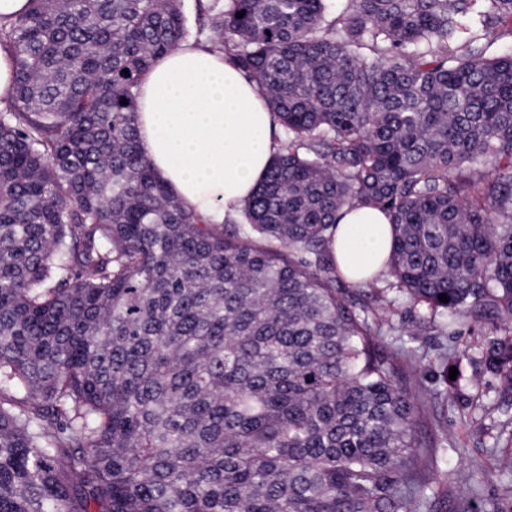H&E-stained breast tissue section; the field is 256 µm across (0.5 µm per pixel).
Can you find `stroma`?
<instances>
[{
	"mask_svg": "<svg viewBox=\"0 0 512 512\" xmlns=\"http://www.w3.org/2000/svg\"><path fill=\"white\" fill-rule=\"evenodd\" d=\"M356 298L369 300L382 294L389 300L386 311L389 321L396 327L394 344L388 352H395L398 343L421 347L430 355L443 350L473 352L479 342L472 332L470 322L458 325V335L446 338L438 333L439 318L430 310L413 306L398 292L387 289L385 281L350 290ZM463 377L458 386L445 388L438 377L436 364L424 369L422 381L425 394L419 428L423 434L441 437L449 434L454 444L440 453L438 472L433 491L437 500L435 512H457L461 501L472 498L496 503L500 512H512V492H505V485H512V447L496 446V426L503 418L498 402L499 379L486 372L482 364L463 362ZM478 397L479 405L462 413L467 397ZM479 462L483 470L498 474L499 482H481L472 473L470 465Z\"/></svg>",
	"mask_w": 512,
	"mask_h": 512,
	"instance_id": "obj_1",
	"label": "stroma"
}]
</instances>
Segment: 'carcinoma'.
<instances>
[{
    "label": "carcinoma",
    "instance_id": "cac0c4a2",
    "mask_svg": "<svg viewBox=\"0 0 512 512\" xmlns=\"http://www.w3.org/2000/svg\"><path fill=\"white\" fill-rule=\"evenodd\" d=\"M32 2L0 26V512H433L423 356L379 354L331 243L343 207L388 213V288L491 325L512 391V0H224L211 47L282 127L242 224L139 144L180 0ZM13 96V59L8 49L0 47V109Z\"/></svg>",
    "mask_w": 512,
    "mask_h": 512
}]
</instances>
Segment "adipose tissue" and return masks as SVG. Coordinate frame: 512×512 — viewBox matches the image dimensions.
Wrapping results in <instances>:
<instances>
[{
	"instance_id": "obj_1",
	"label": "adipose tissue",
	"mask_w": 512,
	"mask_h": 512,
	"mask_svg": "<svg viewBox=\"0 0 512 512\" xmlns=\"http://www.w3.org/2000/svg\"><path fill=\"white\" fill-rule=\"evenodd\" d=\"M138 136L152 167L203 223H235L266 176L280 129L255 81L229 56L182 42L157 59L137 93ZM392 225L377 209L342 211L334 251L342 275L383 268Z\"/></svg>"
}]
</instances>
